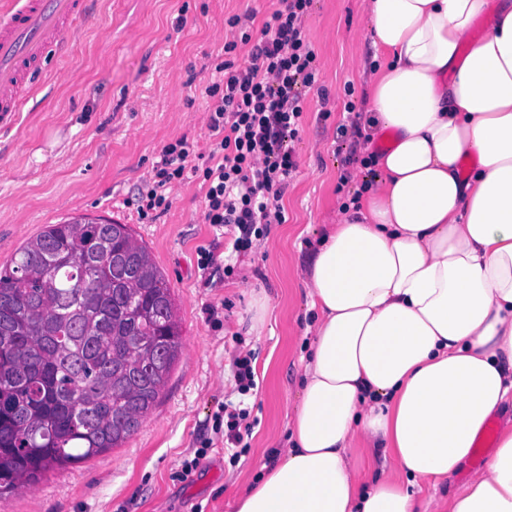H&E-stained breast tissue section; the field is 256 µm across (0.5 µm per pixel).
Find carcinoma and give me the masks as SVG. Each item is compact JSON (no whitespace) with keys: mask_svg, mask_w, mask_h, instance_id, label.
Listing matches in <instances>:
<instances>
[{"mask_svg":"<svg viewBox=\"0 0 512 512\" xmlns=\"http://www.w3.org/2000/svg\"><path fill=\"white\" fill-rule=\"evenodd\" d=\"M182 348L165 277L130 227L48 224L0 268V502L117 448Z\"/></svg>","mask_w":512,"mask_h":512,"instance_id":"carcinoma-1","label":"carcinoma"}]
</instances>
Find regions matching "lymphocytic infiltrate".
<instances>
[{"mask_svg": "<svg viewBox=\"0 0 512 512\" xmlns=\"http://www.w3.org/2000/svg\"><path fill=\"white\" fill-rule=\"evenodd\" d=\"M314 0H274L258 34L246 30L241 16L227 18L239 39L226 41L225 58L215 70L221 78L206 89L211 100L209 128L216 139L209 152L211 165L188 166L190 149L185 139L168 143L153 169L150 181L139 187L137 209L141 216L169 207L166 191L185 172L198 175L207 190L204 220L235 227L234 252L256 247L271 225L285 223L281 199L298 163L291 147L302 127L303 89L315 91L321 104L330 93L318 82L317 54L305 35L304 21ZM247 58L235 63L239 46ZM346 120L337 128L347 142L346 163L369 167L371 158L358 157L364 133L361 112L346 88Z\"/></svg>", "mask_w": 512, "mask_h": 512, "instance_id": "f902f5d3", "label": "lymphocytic infiltrate"}]
</instances>
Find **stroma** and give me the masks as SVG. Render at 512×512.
Masks as SVG:
<instances>
[{
    "label": "stroma",
    "instance_id": "35a3bbf8",
    "mask_svg": "<svg viewBox=\"0 0 512 512\" xmlns=\"http://www.w3.org/2000/svg\"><path fill=\"white\" fill-rule=\"evenodd\" d=\"M271 7V0H90V18L66 57L0 130V266L68 212L129 225L166 276L183 343L164 392L121 447L49 471L0 512H232L234 492L285 447L286 408L297 399L299 359L312 342L304 334L302 257L366 175L336 153L345 86L356 98L367 95L372 48L362 0H316L305 23L331 114L321 117L307 93L299 168L281 201L286 221L258 248L231 257L223 228L203 220L198 177L173 185L171 205L156 220L140 219L135 202L166 144L183 137L192 154L209 153L205 88L232 37L225 20L253 12L257 31ZM202 247L214 255L205 271L197 266ZM261 299L268 309L259 324ZM239 353L253 354L258 385L243 397L230 372ZM229 401L245 402L257 420L237 455L214 428ZM204 443L206 456L182 476Z\"/></svg>",
    "mask_w": 512,
    "mask_h": 512
}]
</instances>
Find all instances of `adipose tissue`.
Here are the masks:
<instances>
[{
  "label": "adipose tissue",
  "instance_id": "obj_1",
  "mask_svg": "<svg viewBox=\"0 0 512 512\" xmlns=\"http://www.w3.org/2000/svg\"><path fill=\"white\" fill-rule=\"evenodd\" d=\"M364 10L369 134L389 145L304 257L313 339L288 444L235 512H512V424L439 495L512 409V0ZM494 433H495V424L494 423H490L488 425L486 431H485L482 443L479 444V446L477 448L476 457H475V460L477 462H481L482 461L483 448H485V458H484V461L487 458V456L491 453L492 449L494 448L493 444H492V441H491ZM490 443H491V447L487 448L490 445ZM484 461H483V463H484ZM482 464L481 465H476L473 461L471 462V459H470L469 464H466L464 469L455 478L453 484L451 485V491L459 490L462 487V485L466 482V480L468 479L470 474L475 469L481 467Z\"/></svg>",
  "mask_w": 512,
  "mask_h": 512
}]
</instances>
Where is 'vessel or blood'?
I'll use <instances>...</instances> for the list:
<instances>
[{
  "label": "vessel or blood",
  "mask_w": 512,
  "mask_h": 512,
  "mask_svg": "<svg viewBox=\"0 0 512 512\" xmlns=\"http://www.w3.org/2000/svg\"><path fill=\"white\" fill-rule=\"evenodd\" d=\"M86 13V0H11L0 12V123L39 88L44 63L66 55Z\"/></svg>",
  "instance_id": "obj_1"
}]
</instances>
